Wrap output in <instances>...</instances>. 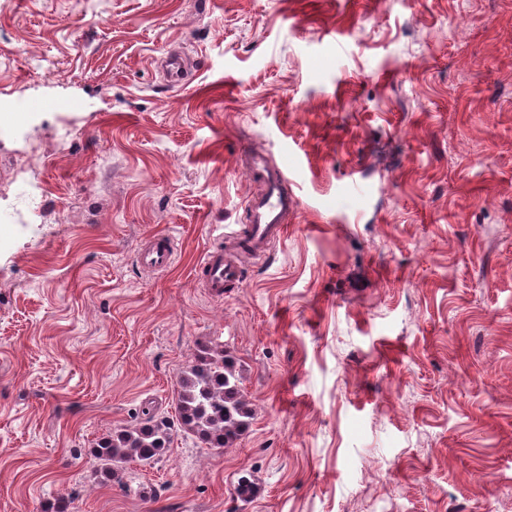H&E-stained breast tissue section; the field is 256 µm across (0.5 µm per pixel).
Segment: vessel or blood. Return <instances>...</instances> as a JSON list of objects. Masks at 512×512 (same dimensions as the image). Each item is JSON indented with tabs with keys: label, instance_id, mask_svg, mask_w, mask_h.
Segmentation results:
<instances>
[{
	"label": "vessel or blood",
	"instance_id": "obj_1",
	"mask_svg": "<svg viewBox=\"0 0 512 512\" xmlns=\"http://www.w3.org/2000/svg\"><path fill=\"white\" fill-rule=\"evenodd\" d=\"M249 172L252 177L264 182L266 190L260 197L251 199L249 208L251 223L246 233L237 237L240 248L253 256L262 257L270 244L284 235L285 220L289 212L297 209L299 200L288 189V178L282 168L269 167L263 158H253ZM141 265L153 268H167L171 261L168 237L164 234L154 236L151 245L138 253ZM201 267L206 274L210 293L217 298L223 297L228 283L239 280V267L225 258L223 250L207 251Z\"/></svg>",
	"mask_w": 512,
	"mask_h": 512
}]
</instances>
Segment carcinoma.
<instances>
[{"mask_svg": "<svg viewBox=\"0 0 512 512\" xmlns=\"http://www.w3.org/2000/svg\"><path fill=\"white\" fill-rule=\"evenodd\" d=\"M255 409L246 398L236 358L227 350L203 345L177 380L176 420L148 417L132 428L100 438L92 448L107 481L119 479L124 464H151L173 443L174 432L192 435L207 448H231L251 427Z\"/></svg>", "mask_w": 512, "mask_h": 512, "instance_id": "obj_1", "label": "carcinoma"}]
</instances>
